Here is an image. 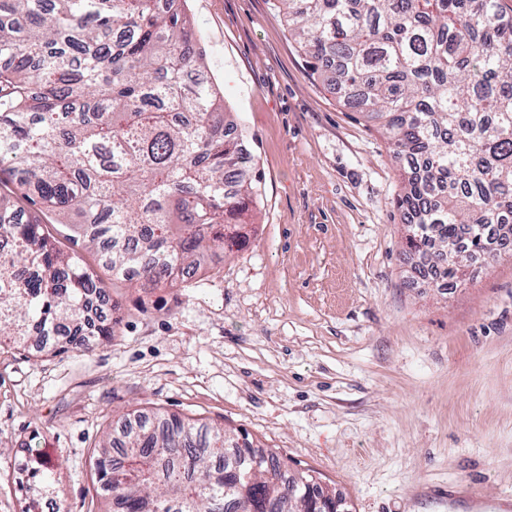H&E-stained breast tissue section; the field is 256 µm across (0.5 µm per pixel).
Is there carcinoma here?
<instances>
[{
    "label": "carcinoma",
    "instance_id": "carcinoma-1",
    "mask_svg": "<svg viewBox=\"0 0 512 512\" xmlns=\"http://www.w3.org/2000/svg\"><path fill=\"white\" fill-rule=\"evenodd\" d=\"M312 67L385 129L417 208L405 252L431 253L449 288L463 261L499 250L512 224V14L501 0H273ZM183 9L161 0H0V339L65 328L90 351L85 299L106 296L82 255L58 248L16 195L67 220L114 280L173 285L248 235L260 179ZM254 440L193 418L138 415L95 447L104 512H301L283 469L244 477ZM20 490L56 482L29 447Z\"/></svg>",
    "mask_w": 512,
    "mask_h": 512
}]
</instances>
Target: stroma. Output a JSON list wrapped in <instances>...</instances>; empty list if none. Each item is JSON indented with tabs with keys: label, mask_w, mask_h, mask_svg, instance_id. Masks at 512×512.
<instances>
[{
	"label": "stroma",
	"mask_w": 512,
	"mask_h": 512,
	"mask_svg": "<svg viewBox=\"0 0 512 512\" xmlns=\"http://www.w3.org/2000/svg\"><path fill=\"white\" fill-rule=\"evenodd\" d=\"M260 177L244 247L175 285H107L111 341L0 346V512L29 444L42 512H103L94 445L161 409L246 431L350 512H481L512 496V258L458 288L403 250L402 171L380 126L308 65L271 0H184ZM28 451L31 453L32 465L27 467V480L20 482V490L26 494L36 492L37 488L51 486L56 482L57 466L44 461L40 448L29 445Z\"/></svg>",
	"instance_id": "stroma-1"
}]
</instances>
